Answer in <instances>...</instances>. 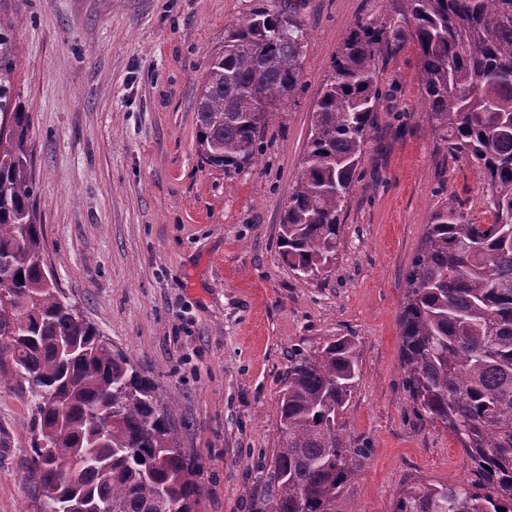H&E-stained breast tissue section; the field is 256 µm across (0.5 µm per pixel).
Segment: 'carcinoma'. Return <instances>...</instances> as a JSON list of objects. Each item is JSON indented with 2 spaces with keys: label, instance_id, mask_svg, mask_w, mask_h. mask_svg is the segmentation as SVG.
<instances>
[{
  "label": "carcinoma",
  "instance_id": "obj_1",
  "mask_svg": "<svg viewBox=\"0 0 512 512\" xmlns=\"http://www.w3.org/2000/svg\"><path fill=\"white\" fill-rule=\"evenodd\" d=\"M421 58V99L448 155L490 188L489 224L447 203L425 225L399 314L405 385L418 415L448 429L489 492L403 490L393 512H512V0H402ZM255 11L224 38L199 81L196 151L239 171L302 77L306 37ZM387 23L359 21L323 83L280 224L282 261L313 276L336 260L340 216L381 98L376 58ZM14 27H0V381L33 379L26 461L44 512H199L200 470L180 448L174 408L112 349L42 259L32 117L13 76ZM358 344L339 338L288 368L278 402L275 491L265 512H333L361 449L338 428L359 379ZM77 482L58 469L85 450Z\"/></svg>",
  "mask_w": 512,
  "mask_h": 512
}]
</instances>
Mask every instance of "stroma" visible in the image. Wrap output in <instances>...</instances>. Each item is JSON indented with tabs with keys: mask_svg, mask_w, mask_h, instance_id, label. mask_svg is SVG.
Listing matches in <instances>:
<instances>
[{
	"mask_svg": "<svg viewBox=\"0 0 512 512\" xmlns=\"http://www.w3.org/2000/svg\"><path fill=\"white\" fill-rule=\"evenodd\" d=\"M261 7L304 28L303 78L262 132L256 164L214 169L195 151L197 80ZM373 16L393 29L377 118L337 259L304 277L280 257L284 199L332 60ZM0 20L19 25L14 83L33 120L44 259L176 406L202 512H262L290 360L341 336L355 338L360 369L341 423L363 454L335 512H393L422 484L478 485L456 439L414 412L401 366L404 273L425 224L449 202L475 223L491 216L479 170L432 131L400 0H0ZM32 417L30 396L0 383V512L34 510Z\"/></svg>",
	"mask_w": 512,
	"mask_h": 512,
	"instance_id": "1",
	"label": "stroma"
}]
</instances>
